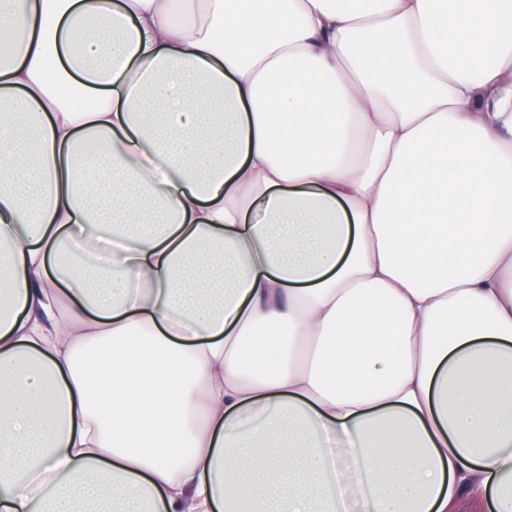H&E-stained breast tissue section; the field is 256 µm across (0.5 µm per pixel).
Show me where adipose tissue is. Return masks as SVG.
Instances as JSON below:
<instances>
[{
	"label": "adipose tissue",
	"instance_id": "ef3b65f1",
	"mask_svg": "<svg viewBox=\"0 0 512 512\" xmlns=\"http://www.w3.org/2000/svg\"><path fill=\"white\" fill-rule=\"evenodd\" d=\"M512 512V0H0V512Z\"/></svg>",
	"mask_w": 512,
	"mask_h": 512
}]
</instances>
